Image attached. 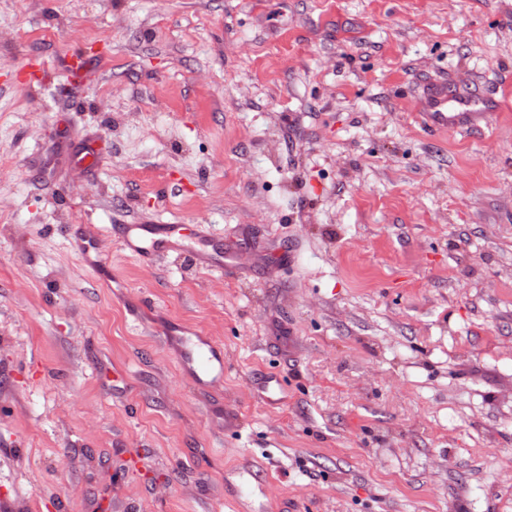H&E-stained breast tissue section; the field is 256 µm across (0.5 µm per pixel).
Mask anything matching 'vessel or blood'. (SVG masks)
<instances>
[{
    "instance_id": "obj_1",
    "label": "vessel or blood",
    "mask_w": 512,
    "mask_h": 512,
    "mask_svg": "<svg viewBox=\"0 0 512 512\" xmlns=\"http://www.w3.org/2000/svg\"><path fill=\"white\" fill-rule=\"evenodd\" d=\"M420 110L416 120L432 132H462L492 122L498 110V102L479 92L463 91L447 84L424 86L420 98ZM59 148L78 165L94 169L103 155L101 143L89 141L80 147H71L60 141ZM103 227L99 224H71L66 238L71 249L93 271L108 274L109 269L101 257L100 241ZM121 249L130 257L148 263L171 253H190L199 267L224 271L236 264L238 255L247 251V241L228 243L209 233L205 225H195L192 232H184L179 224H117L112 228ZM164 334L172 345L178 365L184 377L194 388L208 392L224 378V351L209 337L197 334H179L165 329ZM100 375L112 382L116 395L127 391V370L115 363L101 361ZM253 395L268 404L280 403L283 387L274 376L254 382Z\"/></svg>"
}]
</instances>
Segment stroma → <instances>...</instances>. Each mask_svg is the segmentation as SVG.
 <instances>
[{
    "mask_svg": "<svg viewBox=\"0 0 512 512\" xmlns=\"http://www.w3.org/2000/svg\"><path fill=\"white\" fill-rule=\"evenodd\" d=\"M76 52L86 77L64 82ZM444 80L495 96L492 122L422 127L417 91ZM65 134L100 140L99 166L60 158ZM137 223L254 252L223 274L147 266L106 233L107 288L61 232ZM140 297L155 318L130 316ZM164 321L223 348L208 397ZM98 353L128 370L125 400ZM264 374L280 405L251 395ZM7 498L512 512V0H0Z\"/></svg>",
    "mask_w": 512,
    "mask_h": 512,
    "instance_id": "stroma-1",
    "label": "stroma"
}]
</instances>
